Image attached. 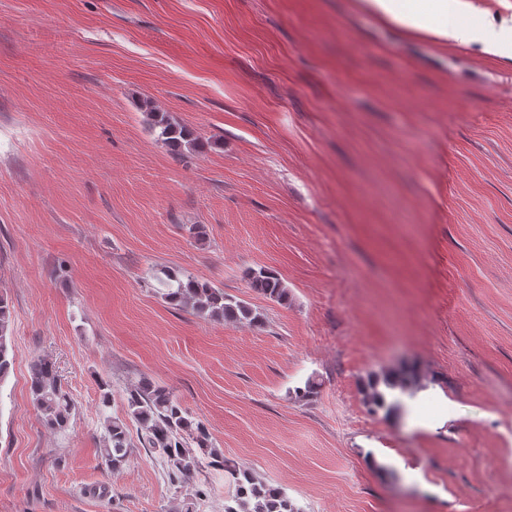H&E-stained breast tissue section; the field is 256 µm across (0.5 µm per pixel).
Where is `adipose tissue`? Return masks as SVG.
Here are the masks:
<instances>
[{"instance_id": "adipose-tissue-1", "label": "adipose tissue", "mask_w": 512, "mask_h": 512, "mask_svg": "<svg viewBox=\"0 0 512 512\" xmlns=\"http://www.w3.org/2000/svg\"><path fill=\"white\" fill-rule=\"evenodd\" d=\"M356 4L405 33L478 44L488 54L512 59V25L497 26L483 13L464 11L461 0H356Z\"/></svg>"}]
</instances>
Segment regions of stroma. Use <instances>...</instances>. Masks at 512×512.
<instances>
[{"instance_id":"stroma-1","label":"stroma","mask_w":512,"mask_h":512,"mask_svg":"<svg viewBox=\"0 0 512 512\" xmlns=\"http://www.w3.org/2000/svg\"><path fill=\"white\" fill-rule=\"evenodd\" d=\"M146 100L205 148L173 155ZM164 268L263 327L170 305ZM0 294V512H184L136 422L101 459L144 379L301 512H512V59L356 0H0ZM405 362L420 389L370 413L366 377ZM189 487L224 512L223 472ZM249 287L260 294L282 301L288 297V289L274 273L266 269L249 270L246 274ZM12 312L7 298L0 296V381L9 374L12 365L7 336L10 332ZM30 369V392L34 407L49 428L65 430L71 417L72 398L60 379L55 363L48 358H36ZM103 416V448L100 453L108 469L119 471L127 464L131 453L127 424L120 418Z\"/></svg>"}]
</instances>
